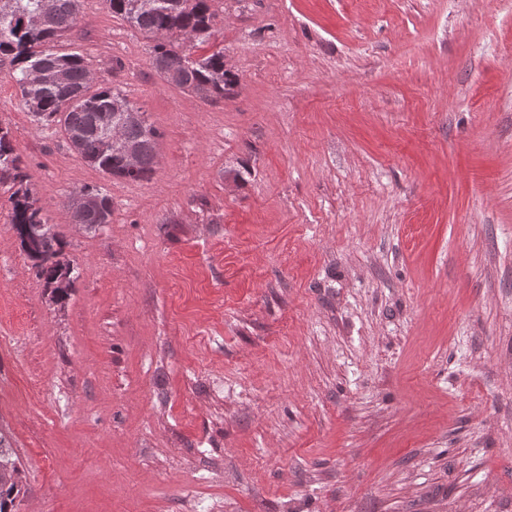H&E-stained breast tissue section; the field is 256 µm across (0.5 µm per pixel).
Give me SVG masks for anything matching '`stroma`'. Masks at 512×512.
Instances as JSON below:
<instances>
[{"label": "stroma", "instance_id": "35a3bbf8", "mask_svg": "<svg viewBox=\"0 0 512 512\" xmlns=\"http://www.w3.org/2000/svg\"><path fill=\"white\" fill-rule=\"evenodd\" d=\"M212 7L213 102L103 2L57 42L158 129L146 181L34 123L0 57L75 275L53 304L0 186L16 512H512V0ZM71 223L80 224L86 231L95 230L102 224H109L112 217V203L97 189L83 187L72 199Z\"/></svg>", "mask_w": 512, "mask_h": 512}]
</instances>
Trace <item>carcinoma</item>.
<instances>
[{"label":"carcinoma","instance_id":"obj_1","mask_svg":"<svg viewBox=\"0 0 512 512\" xmlns=\"http://www.w3.org/2000/svg\"><path fill=\"white\" fill-rule=\"evenodd\" d=\"M83 0H0V55L10 57L13 80L22 102L40 123L60 129L71 147L101 172L133 181L150 178L157 163L158 130L120 92L94 88L97 78L82 55L54 52L45 44L56 42L76 24ZM113 14L133 28L163 38L152 48V64L167 83L191 90L206 101L224 97L237 76L224 66V48L193 57L191 50L215 35V12L210 0H105ZM118 121L124 140L135 147L138 163L109 141L96 120ZM23 160L9 132L0 128V185L13 189L9 196L13 224L20 246L50 300L64 305L73 286L71 261L62 248V234L49 223L27 186ZM112 203L100 191L80 189L72 199L71 223L91 231L110 223ZM18 456L0 432V512H15L25 494V478L15 476L10 464Z\"/></svg>","mask_w":512,"mask_h":512}]
</instances>
